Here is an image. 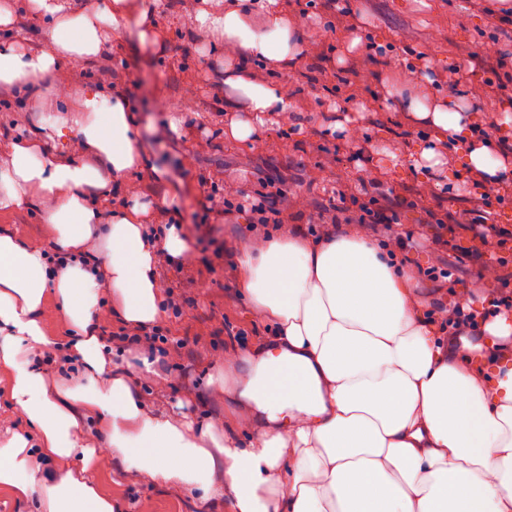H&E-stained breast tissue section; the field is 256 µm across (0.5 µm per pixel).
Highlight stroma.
Segmentation results:
<instances>
[{"label":"stroma","instance_id":"obj_1","mask_svg":"<svg viewBox=\"0 0 512 512\" xmlns=\"http://www.w3.org/2000/svg\"><path fill=\"white\" fill-rule=\"evenodd\" d=\"M352 11L344 28L333 12L309 9L298 18L303 39L322 38L335 57L348 58L352 39L372 45L377 58L367 73L340 69L322 71L314 59L294 73H277L291 101L304 105L296 124L259 127L257 141L244 146L224 138V64L230 56L221 40L186 16L180 0H158L152 21L163 39L141 41L145 28L139 4H132L117 32H109V53L97 60H64L69 74L66 90L42 79L43 98L26 108L28 123L56 116L64 95L94 87L128 96L135 110L141 142L167 172L165 180L130 173L116 188L119 196L136 194L162 202L174 200L175 223L184 227L189 251L181 264L165 267L167 281L185 299L181 316L164 313L162 321L176 338L191 340L190 352L174 357L170 383H152L147 404L161 412L184 405L195 422L222 426L230 413L218 389L219 357L251 347L273 334L270 323L253 319L241 287L234 244L249 238L246 221L224 216L225 197L252 198L268 182L285 189L295 202L286 212L280 234L304 231L308 222L327 213L334 194H358L361 185L377 181L395 194L417 203L398 212V232L428 222L430 213L462 214L471 206L461 178L439 172L441 187L410 171L404 160L421 133L387 100L372 101L380 89L379 68L390 70L391 88L414 86L419 73L405 63L406 46L428 54L433 70L466 58L484 61L495 52L507 55L499 71L512 81V36L492 27L487 14L469 9L466 0H350ZM349 117L368 139L366 152L325 130L328 112ZM0 226L15 230L29 244L47 250L51 239L44 218L23 209L0 212ZM192 377L181 386V367ZM102 490L122 512H228L229 492L209 503L192 491L113 467L98 472Z\"/></svg>","mask_w":512,"mask_h":512}]
</instances>
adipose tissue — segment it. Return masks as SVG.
I'll return each instance as SVG.
<instances>
[{
	"instance_id": "ef3b65f1",
	"label": "adipose tissue",
	"mask_w": 512,
	"mask_h": 512,
	"mask_svg": "<svg viewBox=\"0 0 512 512\" xmlns=\"http://www.w3.org/2000/svg\"><path fill=\"white\" fill-rule=\"evenodd\" d=\"M277 4L224 0L223 12L196 16L241 60L223 75L229 140L253 141L272 112L296 118L284 87L248 71L263 63L292 72L302 62L297 25ZM22 5L46 22L48 47L23 49L11 10L0 6V85L28 102L45 75L65 84L60 60L102 55L103 28H119L128 11L126 0ZM478 96L466 81L444 95L428 78L393 102L494 190L512 180V163L495 142L472 136ZM72 110V118L39 119L10 141L0 169V210L39 211L54 243L46 252L0 227V369L10 377L9 405L35 433L0 444V488L31 512H119L92 477L116 461L204 502L217 497L212 476L221 470L230 512H512V368L470 366L474 345L442 339L393 243L378 245L353 226L320 239L236 244L252 314L275 333L224 360L220 382L235 428L219 434L181 412L147 413L141 388L158 376L155 358L140 352L135 374L114 364L100 320L160 321L156 267L181 259L187 240L178 224L153 234L151 206L137 200L103 220L100 201L114 179L164 173L139 144L125 96L91 90ZM68 125L84 154L62 159L57 140ZM50 303L65 335L48 327ZM61 347L72 361L50 388ZM87 424L103 437L100 447L86 444Z\"/></svg>"
}]
</instances>
